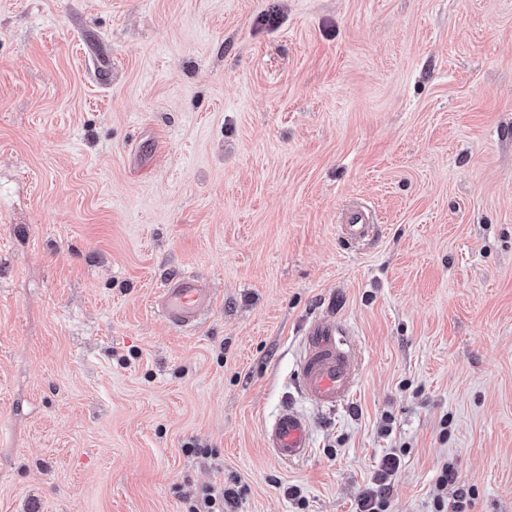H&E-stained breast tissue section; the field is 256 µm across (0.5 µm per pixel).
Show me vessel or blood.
I'll use <instances>...</instances> for the list:
<instances>
[{
  "instance_id": "1",
  "label": "vessel or blood",
  "mask_w": 512,
  "mask_h": 512,
  "mask_svg": "<svg viewBox=\"0 0 512 512\" xmlns=\"http://www.w3.org/2000/svg\"><path fill=\"white\" fill-rule=\"evenodd\" d=\"M345 238L360 241L374 230L370 209L356 203L340 217ZM209 289L200 286L195 276L173 277L160 292V310L174 326L191 327L211 308ZM336 324L323 320L311 321L304 331V353L298 370V387L309 402L333 408L347 400L357 383L356 368L350 351ZM271 453L279 460L291 462L311 453L309 426L305 417L294 407H283L266 431Z\"/></svg>"
}]
</instances>
